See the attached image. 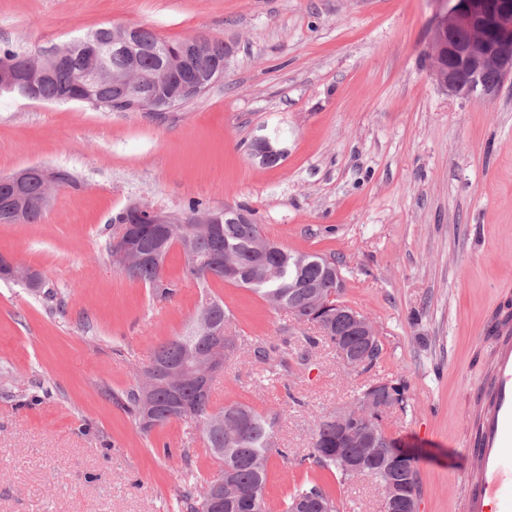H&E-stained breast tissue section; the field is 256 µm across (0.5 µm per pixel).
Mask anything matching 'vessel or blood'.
I'll return each instance as SVG.
<instances>
[{
  "instance_id": "vessel-or-blood-1",
  "label": "vessel or blood",
  "mask_w": 512,
  "mask_h": 512,
  "mask_svg": "<svg viewBox=\"0 0 512 512\" xmlns=\"http://www.w3.org/2000/svg\"><path fill=\"white\" fill-rule=\"evenodd\" d=\"M493 341L491 371L473 394L465 446L476 470L462 475L463 512H512V315L490 316L482 330Z\"/></svg>"
}]
</instances>
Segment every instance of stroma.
<instances>
[{"label": "stroma", "instance_id": "stroma-1", "mask_svg": "<svg viewBox=\"0 0 512 512\" xmlns=\"http://www.w3.org/2000/svg\"><path fill=\"white\" fill-rule=\"evenodd\" d=\"M436 0H0V48L37 51L112 24L165 39L230 41L206 94L172 111L110 112L0 92V176L67 171L33 224H0V254L40 270L46 292L0 281V512H178L181 448L200 430L142 433L112 400L137 386L203 293L171 249L164 299L107 251L111 221L139 204L170 213L240 204L281 247L334 257L342 301L378 330L366 372L342 366L317 328L258 294L211 281L242 337L216 376L215 407L276 415L265 498L311 477L340 512H384L369 476L337 482L301 458L322 416L377 382L404 384L383 415L414 455L418 512H456L463 418L487 376L486 318L512 304V78L491 101L449 97L425 46ZM271 138L268 166L252 147ZM56 300H49L48 292ZM276 346L256 362L253 347ZM307 351L306 362L297 355Z\"/></svg>", "mask_w": 512, "mask_h": 512}]
</instances>
